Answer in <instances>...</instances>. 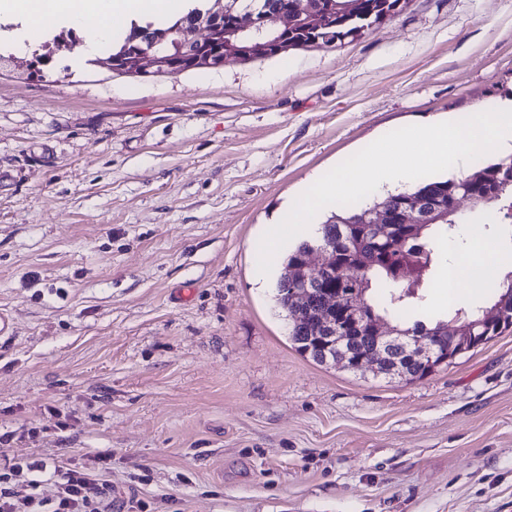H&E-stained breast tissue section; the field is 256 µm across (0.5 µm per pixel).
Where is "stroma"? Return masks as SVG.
Returning <instances> with one entry per match:
<instances>
[{
    "label": "stroma",
    "mask_w": 512,
    "mask_h": 512,
    "mask_svg": "<svg viewBox=\"0 0 512 512\" xmlns=\"http://www.w3.org/2000/svg\"><path fill=\"white\" fill-rule=\"evenodd\" d=\"M30 38L0 69V470L104 465L112 512H512V329L400 382L299 354L260 237L395 129L512 104V0H406L355 40L165 76ZM408 321L488 305L441 278ZM106 462H98L99 453Z\"/></svg>",
    "instance_id": "stroma-1"
}]
</instances>
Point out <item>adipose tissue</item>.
<instances>
[{
  "label": "adipose tissue",
  "instance_id": "adipose-tissue-1",
  "mask_svg": "<svg viewBox=\"0 0 512 512\" xmlns=\"http://www.w3.org/2000/svg\"><path fill=\"white\" fill-rule=\"evenodd\" d=\"M186 0H0V17L21 20L27 35L69 23L86 35L85 53H92L116 24L184 13Z\"/></svg>",
  "mask_w": 512,
  "mask_h": 512
}]
</instances>
